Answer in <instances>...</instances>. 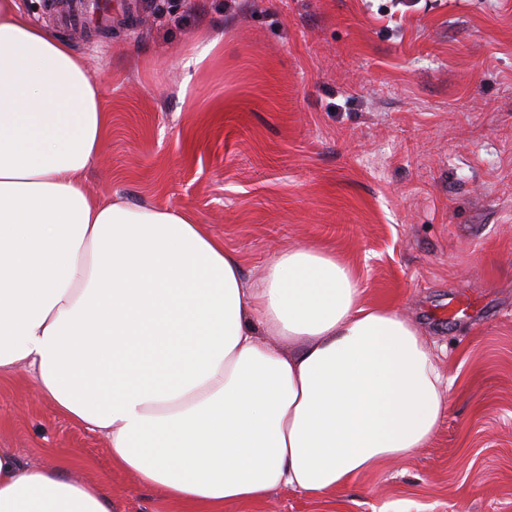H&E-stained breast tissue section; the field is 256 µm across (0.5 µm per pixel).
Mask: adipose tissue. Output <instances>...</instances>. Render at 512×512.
<instances>
[{
  "label": "adipose tissue",
  "mask_w": 512,
  "mask_h": 512,
  "mask_svg": "<svg viewBox=\"0 0 512 512\" xmlns=\"http://www.w3.org/2000/svg\"><path fill=\"white\" fill-rule=\"evenodd\" d=\"M109 125L86 59L0 0V378L30 369L113 467L193 512L319 499L427 447L451 383L419 327L365 303L333 246L250 280L193 214L89 194ZM75 465L0 448V512H114Z\"/></svg>",
  "instance_id": "1"
}]
</instances>
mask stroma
<instances>
[{
	"instance_id": "stroma-1",
	"label": "stroma",
	"mask_w": 512,
	"mask_h": 512,
	"mask_svg": "<svg viewBox=\"0 0 512 512\" xmlns=\"http://www.w3.org/2000/svg\"><path fill=\"white\" fill-rule=\"evenodd\" d=\"M21 7L101 84L88 193L193 213L251 279L285 247L335 245L453 381L428 447L254 512H512V0H112L97 39ZM0 448L78 458L119 512H178L24 369L0 380Z\"/></svg>"
}]
</instances>
